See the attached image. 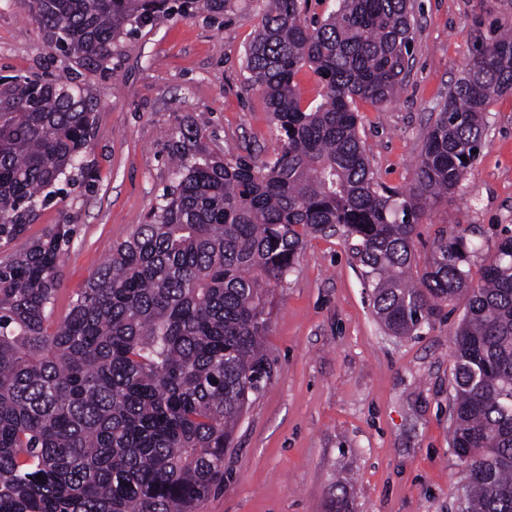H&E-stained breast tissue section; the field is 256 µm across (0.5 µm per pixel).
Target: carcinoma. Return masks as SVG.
<instances>
[{"label":"carcinoma","mask_w":512,"mask_h":512,"mask_svg":"<svg viewBox=\"0 0 512 512\" xmlns=\"http://www.w3.org/2000/svg\"><path fill=\"white\" fill-rule=\"evenodd\" d=\"M167 4L194 0H28L45 42L94 70ZM412 41L409 0H338L315 28L301 0H265L246 69L276 124L274 160L216 158L196 149L198 132H180L176 182L61 315L71 225L0 259V512H196L224 486V451L271 375V290L307 236L339 230L356 239L392 333L463 305L450 437L466 464L459 510L512 512V239L476 285L466 242L444 234L412 277L416 226L476 160L491 100L512 91V33L449 89L403 195L375 181L356 104L395 100ZM304 67L322 83L307 105ZM98 119L64 82L0 87L1 248L59 182L95 181L83 153Z\"/></svg>","instance_id":"1"}]
</instances>
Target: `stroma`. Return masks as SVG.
<instances>
[{"label":"stroma","mask_w":512,"mask_h":512,"mask_svg":"<svg viewBox=\"0 0 512 512\" xmlns=\"http://www.w3.org/2000/svg\"><path fill=\"white\" fill-rule=\"evenodd\" d=\"M263 0H198L125 36L108 69L77 71L45 42L25 0H0V77L74 79L102 119L87 148L93 187L64 186L34 217L37 236L73 227L59 306L145 223L174 178L173 137L199 130L216 156L273 159L278 132L246 81ZM413 53L393 103L358 102L359 135L381 185L404 192L425 136L481 43L512 30V0H412ZM464 236L471 281L512 236V92L485 114L480 154L458 189L416 227L414 275L439 230ZM363 270L340 235L308 236L273 292L265 339L272 376L224 455V489L200 512H458L465 468L449 447L453 336L445 306L410 336L376 317Z\"/></svg>","instance_id":"1"}]
</instances>
